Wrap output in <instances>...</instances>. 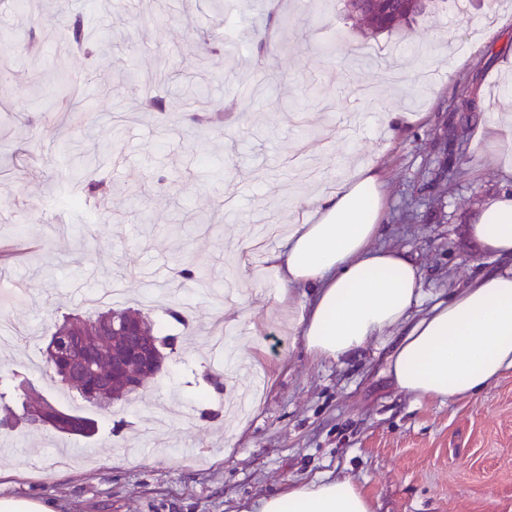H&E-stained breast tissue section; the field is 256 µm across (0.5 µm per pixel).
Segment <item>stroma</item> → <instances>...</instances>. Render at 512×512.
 I'll return each instance as SVG.
<instances>
[{
	"mask_svg": "<svg viewBox=\"0 0 512 512\" xmlns=\"http://www.w3.org/2000/svg\"><path fill=\"white\" fill-rule=\"evenodd\" d=\"M63 0L0 5V247L38 248L0 261V372L17 371L67 410L75 400L33 370L65 315H86L93 292L120 286L177 347L134 404L117 403L98 433L79 439L93 459L55 466L48 431L6 437L0 498H48L59 512H257L291 482L348 477L374 512H512V371L480 395L438 402L401 392L388 374L395 337L340 361H312L288 332L278 286L244 250L285 243L272 225L299 223L300 196L335 189L358 167L386 178L382 244L406 251L423 277L424 306L495 266L469 236L484 195L511 190L483 125L460 113L477 89L512 109V25L483 33L512 0H441L416 24L376 36L347 18L344 0H279L280 38L267 69L253 54L264 0H65L96 36L72 50L52 16ZM440 52L437 66L426 65ZM96 74L84 118L59 125L56 70ZM133 72L203 89L223 119L196 139L188 99L142 113ZM418 121L397 128L391 111ZM108 148L99 192L71 177L78 155ZM453 159L445 172V159ZM191 266L208 287L175 278ZM170 280L168 291L151 289ZM247 303L204 348L227 285ZM178 307L181 325L167 315ZM219 375L215 390L211 375Z\"/></svg>",
	"mask_w": 512,
	"mask_h": 512,
	"instance_id": "stroma-1",
	"label": "stroma"
}]
</instances>
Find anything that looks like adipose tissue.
<instances>
[{"label":"adipose tissue","instance_id":"1","mask_svg":"<svg viewBox=\"0 0 512 512\" xmlns=\"http://www.w3.org/2000/svg\"><path fill=\"white\" fill-rule=\"evenodd\" d=\"M384 176L358 170L335 191L299 199L315 219L288 227L283 247L264 253L294 335L315 359L341 360L401 330L389 356L397 388L446 401L476 396L512 370V192L487 196L469 231L500 258L421 317L422 284L406 252L379 245ZM260 512H373L351 478L289 484Z\"/></svg>","mask_w":512,"mask_h":512}]
</instances>
